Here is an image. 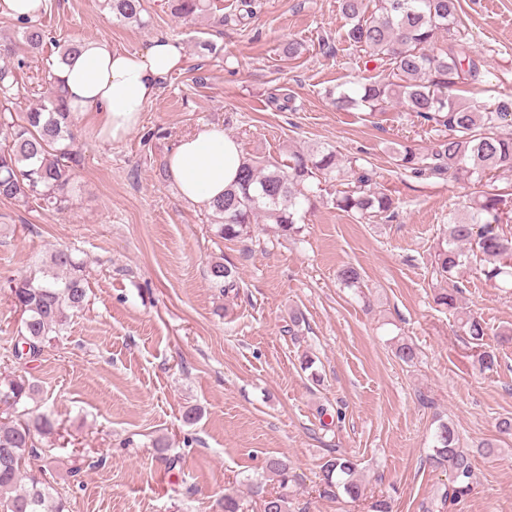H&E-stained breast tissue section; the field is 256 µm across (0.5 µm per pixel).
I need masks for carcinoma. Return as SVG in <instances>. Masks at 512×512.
I'll return each instance as SVG.
<instances>
[{
	"label": "carcinoma",
	"instance_id": "carcinoma-1",
	"mask_svg": "<svg viewBox=\"0 0 512 512\" xmlns=\"http://www.w3.org/2000/svg\"><path fill=\"white\" fill-rule=\"evenodd\" d=\"M176 14L193 18L207 12L206 0H174ZM117 19L142 23L144 0H108ZM349 21L346 42L384 63L386 77L356 81L333 98L336 108H364L371 113L390 102H399L414 117L448 131L431 152L423 155L404 145L397 152L398 166L416 176L447 175L468 179L477 191L462 218L453 217L434 249L435 272L448 287L435 295L436 303L458 310L462 288L458 275L478 260L480 273L500 288H512V233L502 225L512 223V193L491 187L494 173L512 171V132L503 131L512 115L507 104L496 107L467 102L450 91L479 81L481 61L468 43L459 38L448 46H436L439 34L461 24L458 0H340ZM22 39L31 54L43 51L46 32L26 19ZM81 42L58 46L57 63H67L79 53ZM16 78L13 70L0 68V126L10 129L9 144L0 147V199H34L62 209L69 201L73 180L69 159L73 155L74 116L63 90V81L48 76L43 100L28 112L11 110ZM329 199L333 207L363 220L389 217L395 200L374 174L342 159L335 150L318 146L296 150L285 160L261 163L244 158L237 181L212 202V221L217 235L227 241L250 235L258 218L277 227L284 236L300 233L303 221L316 202ZM209 276L224 294L236 291L235 266L214 261ZM347 288L359 289V271L345 265L337 272ZM8 297L21 312L14 354L33 358L42 352L49 336L58 334L70 313L87 299L82 266L72 254L57 249L49 256L48 269L8 281ZM462 332L480 348L477 363L492 369L493 351L484 349L486 327L473 314L460 317ZM36 385L22 377L0 381V405L16 409L35 399ZM54 431L50 416L39 407L25 409L0 421V512H63L53 500L50 486L40 474L58 463L52 449L40 440ZM430 459L448 470L451 484L440 495V504L454 503L468 494L474 475L470 455L459 446L455 429L441 424L434 434ZM269 481L281 491L265 494ZM288 463L266 460L262 475L251 481V491L263 497V512H288ZM319 492L325 498L342 495L356 501L363 496L356 457L331 455L321 465Z\"/></svg>",
	"mask_w": 512,
	"mask_h": 512
}]
</instances>
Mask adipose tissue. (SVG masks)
I'll return each mask as SVG.
<instances>
[{"mask_svg": "<svg viewBox=\"0 0 512 512\" xmlns=\"http://www.w3.org/2000/svg\"><path fill=\"white\" fill-rule=\"evenodd\" d=\"M184 61L182 47L170 38H154L135 51L87 40L80 56L57 75L74 116L90 117L104 139L117 142L139 127L161 83ZM243 160L239 142L222 128L211 127L181 138L166 166L180 196L207 207L234 182Z\"/></svg>", "mask_w": 512, "mask_h": 512, "instance_id": "adipose-tissue-1", "label": "adipose tissue"}]
</instances>
